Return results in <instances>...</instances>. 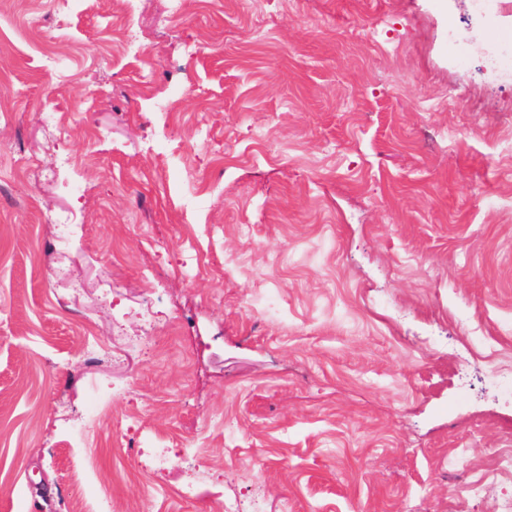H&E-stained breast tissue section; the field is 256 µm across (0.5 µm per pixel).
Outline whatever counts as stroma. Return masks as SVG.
I'll list each match as a JSON object with an SVG mask.
<instances>
[{"instance_id":"obj_1","label":"stroma","mask_w":512,"mask_h":512,"mask_svg":"<svg viewBox=\"0 0 512 512\" xmlns=\"http://www.w3.org/2000/svg\"><path fill=\"white\" fill-rule=\"evenodd\" d=\"M128 28L142 52H113ZM495 30L512 11L471 0L0 12V512H68L77 466L90 506L129 512H206L256 487L266 512H493L512 496L489 469L512 454V397L486 376L512 361V77L482 63ZM59 210L78 226L66 242L45 221ZM150 334L162 345L142 351ZM157 448L188 455L160 475L135 463Z\"/></svg>"}]
</instances>
